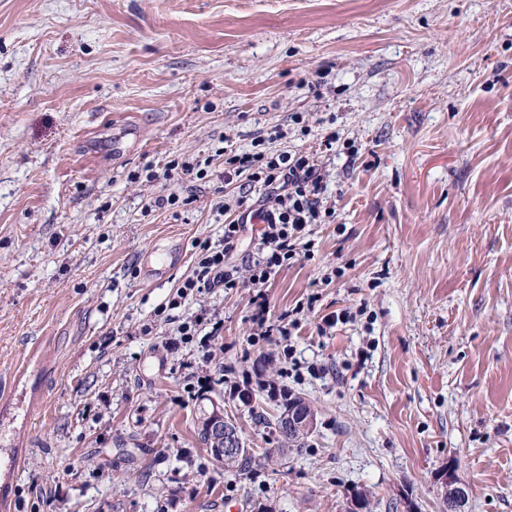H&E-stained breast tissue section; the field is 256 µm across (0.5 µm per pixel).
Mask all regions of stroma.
<instances>
[{
    "label": "stroma",
    "mask_w": 512,
    "mask_h": 512,
    "mask_svg": "<svg viewBox=\"0 0 512 512\" xmlns=\"http://www.w3.org/2000/svg\"><path fill=\"white\" fill-rule=\"evenodd\" d=\"M277 125L336 211L267 290L316 422L235 474L199 417L278 447L282 404L224 368L272 379L282 350L247 288L159 310L224 233L225 149ZM174 159L207 178H147ZM200 310L205 346L177 333ZM2 381L27 391L0 395L6 512H442L450 463L469 512H512V0H0Z\"/></svg>",
    "instance_id": "stroma-1"
}]
</instances>
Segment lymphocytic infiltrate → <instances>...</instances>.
I'll list each match as a JSON object with an SVG mask.
<instances>
[{"mask_svg":"<svg viewBox=\"0 0 512 512\" xmlns=\"http://www.w3.org/2000/svg\"><path fill=\"white\" fill-rule=\"evenodd\" d=\"M225 183L246 176L249 189H259L264 198L259 207L248 206L247 192L235 203H222L224 235L219 244H202L191 275L177 287L168 301L176 309L195 293L210 288L238 287L239 269L247 267L254 287V312L251 316L262 338L275 339L285 355H292L291 336L298 324L287 315L270 319L264 293L278 271L314 255L312 227L329 223L334 211L326 204V184L320 165L303 151H269L259 148L250 153L226 158ZM260 224V234L244 264H237V247L247 232L248 223Z\"/></svg>","mask_w":512,"mask_h":512,"instance_id":"1","label":"lymphocytic infiltrate"}]
</instances>
